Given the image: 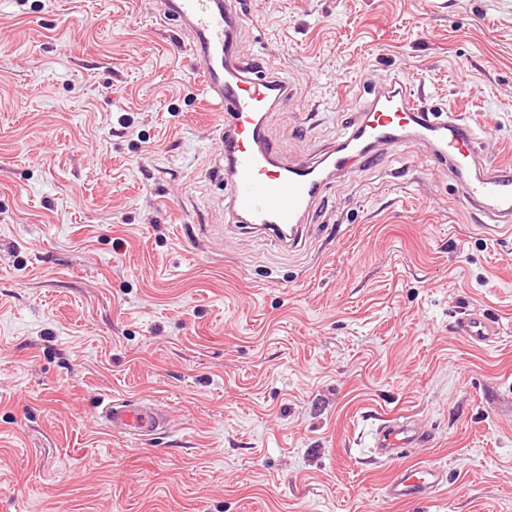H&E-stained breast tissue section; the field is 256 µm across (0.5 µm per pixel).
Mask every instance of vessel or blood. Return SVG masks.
<instances>
[{
    "label": "vessel or blood",
    "mask_w": 512,
    "mask_h": 512,
    "mask_svg": "<svg viewBox=\"0 0 512 512\" xmlns=\"http://www.w3.org/2000/svg\"><path fill=\"white\" fill-rule=\"evenodd\" d=\"M162 11L181 21L201 63L206 94L220 113L219 158L232 185L224 209L236 221L297 246L311 211L330 185L356 162L380 161L385 149L412 135L460 184L462 201L485 235L512 228V164L486 160L482 147L491 132L476 129L460 109L429 111L403 82L388 78L371 90L336 143L285 162L266 126L271 113L287 111L292 88L264 60L241 61L233 39L242 20L238 0H163ZM456 331L474 345L488 346L497 342L501 327L472 311L458 320ZM98 421L114 435L140 439L166 426L167 411L153 398H115L102 406ZM430 438V431L415 420L392 418L377 427L374 448L392 460ZM444 477L438 467L402 468L383 491L393 500L421 502L443 487Z\"/></svg>",
    "instance_id": "b4317fda"
}]
</instances>
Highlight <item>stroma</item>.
Returning <instances> with one entry per match:
<instances>
[{
	"label": "stroma",
	"mask_w": 512,
	"mask_h": 512,
	"mask_svg": "<svg viewBox=\"0 0 512 512\" xmlns=\"http://www.w3.org/2000/svg\"><path fill=\"white\" fill-rule=\"evenodd\" d=\"M244 57L291 81L283 157L384 77L512 158V0H246ZM200 64L159 0H0V512H512V234L423 147L363 164L302 245L224 215ZM479 311L501 335L456 333ZM159 399L128 441L102 401ZM434 439L388 461L387 417ZM443 467L422 503L383 486ZM456 332L476 346H489L499 339L501 327L497 320L472 311L457 321Z\"/></svg>",
	"instance_id": "obj_1"
}]
</instances>
